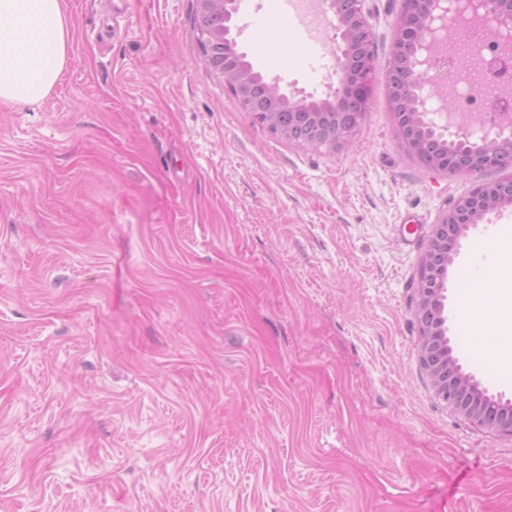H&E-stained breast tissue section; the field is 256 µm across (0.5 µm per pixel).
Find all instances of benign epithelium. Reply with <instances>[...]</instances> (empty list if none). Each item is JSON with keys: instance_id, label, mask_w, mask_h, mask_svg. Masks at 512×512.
Masks as SVG:
<instances>
[{"instance_id": "7a95c632", "label": "benign epithelium", "mask_w": 512, "mask_h": 512, "mask_svg": "<svg viewBox=\"0 0 512 512\" xmlns=\"http://www.w3.org/2000/svg\"><path fill=\"white\" fill-rule=\"evenodd\" d=\"M320 5L329 14L334 31L338 71L326 97L316 99L303 91L287 95L246 60L233 35L236 0H196L198 40L206 47L205 56L214 74L239 98L252 121L272 132H280L279 113L303 116L311 129L307 138L297 139L291 129L285 137L313 149L350 143L358 126L351 124L349 117L366 97L377 67L363 0H320ZM459 23L494 32L498 55L494 62L483 60L487 70L483 95L495 109L512 110V98L501 96V79L512 64V0H405L387 63L389 109L413 155L420 156L432 146L447 153L442 171L453 167L470 174L490 168L507 172L501 182L477 183L471 194L457 201L435 225L426 256L440 254L447 266L456 254L448 232L458 237L486 214L512 205V123L501 121L484 127L474 117L455 119L449 95L448 111L434 112L428 105L429 96L423 93L428 83L447 90L448 76L457 74L452 31ZM446 279L429 271L417 284L418 318H424L434 306L438 310L437 323L425 325L421 331L422 365L441 399H450L472 423L512 438V403L490 407L486 390L462 371L452 354L444 315Z\"/></svg>"}]
</instances>
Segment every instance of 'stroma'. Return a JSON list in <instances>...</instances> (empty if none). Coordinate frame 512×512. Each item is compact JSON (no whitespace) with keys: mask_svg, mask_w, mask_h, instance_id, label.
Masks as SVG:
<instances>
[{"mask_svg":"<svg viewBox=\"0 0 512 512\" xmlns=\"http://www.w3.org/2000/svg\"><path fill=\"white\" fill-rule=\"evenodd\" d=\"M66 4L61 79L0 106V512H512V438L436 395L415 315L434 225L501 173L403 145L402 0L364 2L379 68L340 150L251 122L195 0ZM237 7L254 68L324 96L333 61L292 66L295 21ZM461 285L452 353L512 400L459 333Z\"/></svg>","mask_w":512,"mask_h":512,"instance_id":"stroma-1","label":"stroma"}]
</instances>
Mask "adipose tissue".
Returning a JSON list of instances; mask_svg holds the SVG:
<instances>
[{
    "label": "adipose tissue",
    "instance_id": "1",
    "mask_svg": "<svg viewBox=\"0 0 512 512\" xmlns=\"http://www.w3.org/2000/svg\"><path fill=\"white\" fill-rule=\"evenodd\" d=\"M70 47L63 0H0V103L35 108L62 75ZM460 333L494 336L472 350L477 363L512 380V278L490 274L460 289Z\"/></svg>",
    "mask_w": 512,
    "mask_h": 512
}]
</instances>
